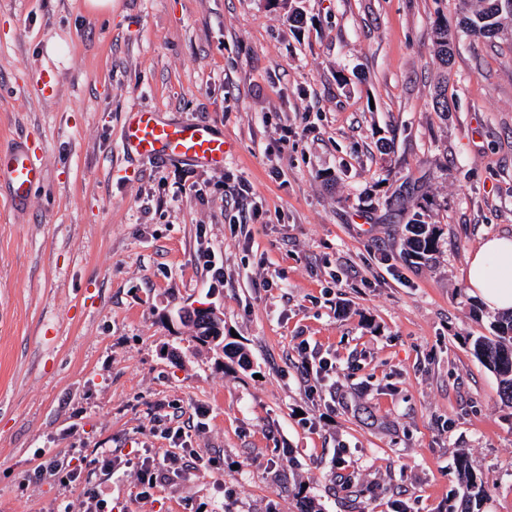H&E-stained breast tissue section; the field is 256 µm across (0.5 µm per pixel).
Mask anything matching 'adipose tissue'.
<instances>
[{
	"instance_id": "obj_1",
	"label": "adipose tissue",
	"mask_w": 512,
	"mask_h": 512,
	"mask_svg": "<svg viewBox=\"0 0 512 512\" xmlns=\"http://www.w3.org/2000/svg\"><path fill=\"white\" fill-rule=\"evenodd\" d=\"M466 263L471 295L493 312L512 311V236L487 238Z\"/></svg>"
}]
</instances>
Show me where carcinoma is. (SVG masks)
Wrapping results in <instances>:
<instances>
[{"label": "carcinoma", "instance_id": "1", "mask_svg": "<svg viewBox=\"0 0 512 512\" xmlns=\"http://www.w3.org/2000/svg\"><path fill=\"white\" fill-rule=\"evenodd\" d=\"M479 8L472 10L468 0H463L455 27L448 21L437 18L432 24L433 46L443 68L454 63L455 44L458 33L475 36L486 41L498 38L501 19L512 21V0H501L502 8L494 6L496 0H479ZM409 225L411 236L405 246L417 256L426 255L437 248V233L423 229L421 210L425 205L417 202ZM476 358L496 374L499 397L512 404V313L500 315L494 325V334L479 336L473 344ZM457 476L461 492L448 499V512H481V504L486 497L483 481L470 469L463 458L457 461Z\"/></svg>", "mask_w": 512, "mask_h": 512}]
</instances>
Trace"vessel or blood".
Wrapping results in <instances>:
<instances>
[{"label": "vessel or blood", "mask_w": 512, "mask_h": 512, "mask_svg": "<svg viewBox=\"0 0 512 512\" xmlns=\"http://www.w3.org/2000/svg\"><path fill=\"white\" fill-rule=\"evenodd\" d=\"M122 147L140 157L182 159L211 167L224 164V136L208 123L166 120L146 109L130 110ZM41 178L39 157L27 145L0 150V179L9 183L15 200H27Z\"/></svg>", "instance_id": "1"}]
</instances>
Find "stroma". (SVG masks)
<instances>
[{"label":"stroma","mask_w":512,"mask_h":512,"mask_svg":"<svg viewBox=\"0 0 512 512\" xmlns=\"http://www.w3.org/2000/svg\"><path fill=\"white\" fill-rule=\"evenodd\" d=\"M458 6L0 0V148L29 141L43 169L24 203L0 183V512L90 488L110 512H444L461 454L482 512H512V404L473 353L496 315L465 282L468 254L512 235V37L460 35L440 118L431 23ZM134 108L208 122L223 166L125 154ZM242 181L245 235L225 202ZM397 197L427 204L426 258ZM202 304L247 364L178 319ZM304 341L335 378L303 375ZM143 448L183 474L140 499L99 460ZM74 456L76 481L46 466ZM422 213L415 211L409 225L411 226V236L406 239L405 246L416 256L427 255L433 252L438 245L437 233L433 230H423L424 221L420 218Z\"/></svg>","instance_id":"obj_1"}]
</instances>
